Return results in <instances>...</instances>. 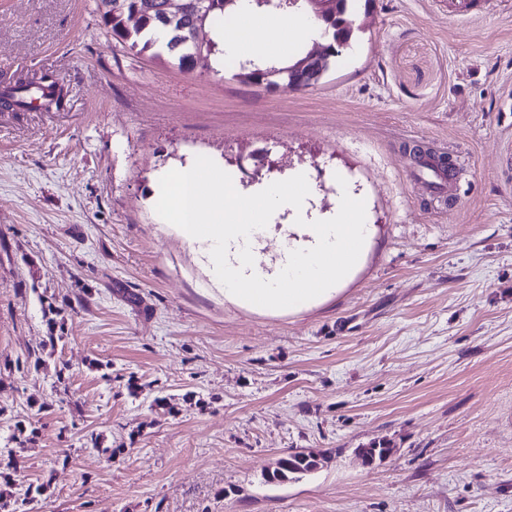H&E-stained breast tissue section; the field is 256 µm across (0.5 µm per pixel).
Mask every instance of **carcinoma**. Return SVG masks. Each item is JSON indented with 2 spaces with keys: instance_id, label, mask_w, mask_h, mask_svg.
Segmentation results:
<instances>
[{
  "instance_id": "1",
  "label": "carcinoma",
  "mask_w": 512,
  "mask_h": 512,
  "mask_svg": "<svg viewBox=\"0 0 512 512\" xmlns=\"http://www.w3.org/2000/svg\"><path fill=\"white\" fill-rule=\"evenodd\" d=\"M168 0H149V7H143L144 0H100L101 19L112 32V38L128 44L130 49L149 52L154 56L166 52L172 56L182 70L194 68L198 56L213 57L219 54L218 44L212 37L213 29L224 25V19L234 16L239 0H216L210 7L204 21L205 37L197 36V3L186 2V10L177 16H168ZM253 9L277 11L282 14L296 10L305 12L329 32L330 40H339V45L329 52L327 61L304 82L287 80L283 70L303 60L298 57L282 62L248 60L240 65V78L248 83L272 88L298 90L317 84L336 62V57L353 40L355 26L351 24L350 0H327L329 8L322 14L314 12L309 0H300L297 7H280L279 0H250ZM313 454L298 452L281 459L280 468L271 474V479L286 481L299 480L312 473Z\"/></svg>"
}]
</instances>
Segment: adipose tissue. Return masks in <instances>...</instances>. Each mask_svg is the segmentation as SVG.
<instances>
[{
    "mask_svg": "<svg viewBox=\"0 0 512 512\" xmlns=\"http://www.w3.org/2000/svg\"><path fill=\"white\" fill-rule=\"evenodd\" d=\"M235 30L222 36L228 56L261 57L290 52L301 42L319 39L320 26L309 18L263 17L240 4ZM278 40L267 37L269 30ZM299 176L247 191L206 160L191 162L166 179L160 191L161 213L195 241L208 243L212 274L225 300L260 313L308 308L340 292L361 265L372 240L363 214L347 218L343 208L300 227L301 240L289 245L275 265L255 258L274 209L304 215L305 198H290L288 186Z\"/></svg>",
    "mask_w": 512,
    "mask_h": 512,
    "instance_id": "obj_1",
    "label": "adipose tissue"
}]
</instances>
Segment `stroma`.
<instances>
[{
    "mask_svg": "<svg viewBox=\"0 0 512 512\" xmlns=\"http://www.w3.org/2000/svg\"><path fill=\"white\" fill-rule=\"evenodd\" d=\"M355 16L291 91L137 53L98 0H0V93L61 91L0 111V471L36 512H512V0ZM421 151L459 152L455 183ZM198 157L245 189L305 173L322 213L361 195L353 278L301 311L225 301L155 205ZM302 449L316 473L268 481Z\"/></svg>",
    "mask_w": 512,
    "mask_h": 512,
    "instance_id": "stroma-1",
    "label": "stroma"
}]
</instances>
